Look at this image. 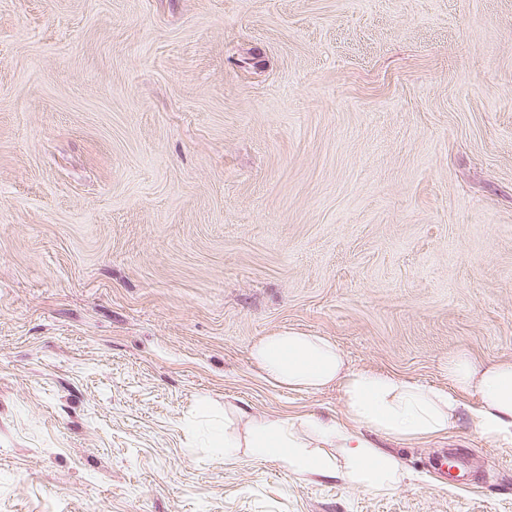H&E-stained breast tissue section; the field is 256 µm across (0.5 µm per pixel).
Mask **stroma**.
Masks as SVG:
<instances>
[{
	"mask_svg": "<svg viewBox=\"0 0 512 512\" xmlns=\"http://www.w3.org/2000/svg\"><path fill=\"white\" fill-rule=\"evenodd\" d=\"M284 328L512 360V0H0V512H512L465 420L386 491L225 460V409L345 413Z\"/></svg>",
	"mask_w": 512,
	"mask_h": 512,
	"instance_id": "obj_1",
	"label": "stroma"
}]
</instances>
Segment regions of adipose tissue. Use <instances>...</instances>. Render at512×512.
Masks as SVG:
<instances>
[{
    "label": "adipose tissue",
    "instance_id": "1",
    "mask_svg": "<svg viewBox=\"0 0 512 512\" xmlns=\"http://www.w3.org/2000/svg\"><path fill=\"white\" fill-rule=\"evenodd\" d=\"M251 359L264 378L291 392L339 385L346 418H253L241 435L210 431V440L223 443L228 460L247 448L255 458L321 479L343 478L384 490L402 480L404 469L395 454L379 446V439L440 438L465 418L484 435L512 440V361L481 364L457 354L444 367L447 387L437 388L394 374L351 369L329 338L289 329L260 339ZM466 393L476 394L477 403L464 402ZM322 445L339 448V457L321 455Z\"/></svg>",
    "mask_w": 512,
    "mask_h": 512
}]
</instances>
